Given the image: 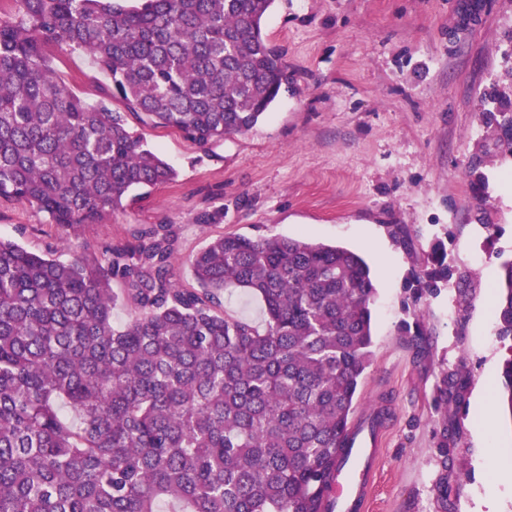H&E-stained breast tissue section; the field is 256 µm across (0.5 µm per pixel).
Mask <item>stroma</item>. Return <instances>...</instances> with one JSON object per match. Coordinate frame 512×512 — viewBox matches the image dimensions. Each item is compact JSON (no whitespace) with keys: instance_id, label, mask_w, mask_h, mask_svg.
I'll return each instance as SVG.
<instances>
[{"instance_id":"35a3bbf8","label":"stroma","mask_w":512,"mask_h":512,"mask_svg":"<svg viewBox=\"0 0 512 512\" xmlns=\"http://www.w3.org/2000/svg\"><path fill=\"white\" fill-rule=\"evenodd\" d=\"M264 32L285 52L289 83L252 130L202 147L171 129L143 128L177 169L174 182L73 232L0 201V238L41 252L74 236L97 254L141 225L170 224L180 240L175 277L187 288L196 285L192 256L227 233L303 235L354 250L377 288L373 359L356 412L389 409L368 512H435L443 457L433 440L434 385L441 366L460 363L471 386L444 457L453 512H480L491 491L497 512H512V418L497 391L505 349L484 276L512 258V156L495 151L476 109L502 71L512 0H275ZM52 56L77 96L99 100L106 77L86 54ZM483 150L478 192L468 167ZM216 210V223H198ZM393 224L406 225L411 250L392 241ZM489 224L500 228L492 240ZM440 236L449 264L482 279L466 299L443 289L419 320L403 284ZM418 320L430 335L420 347L410 331Z\"/></svg>"}]
</instances>
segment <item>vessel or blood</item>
<instances>
[{
  "instance_id": "vessel-or-blood-1",
  "label": "vessel or blood",
  "mask_w": 512,
  "mask_h": 512,
  "mask_svg": "<svg viewBox=\"0 0 512 512\" xmlns=\"http://www.w3.org/2000/svg\"><path fill=\"white\" fill-rule=\"evenodd\" d=\"M380 454L379 430L365 419L350 424L348 448L338 464L336 486L323 500L325 512H364Z\"/></svg>"
}]
</instances>
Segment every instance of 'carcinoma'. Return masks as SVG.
I'll return each mask as SVG.
<instances>
[{
	"instance_id": "1",
	"label": "carcinoma",
	"mask_w": 512,
	"mask_h": 512,
	"mask_svg": "<svg viewBox=\"0 0 512 512\" xmlns=\"http://www.w3.org/2000/svg\"><path fill=\"white\" fill-rule=\"evenodd\" d=\"M13 3L0 17V199L62 228L174 181L137 126L206 146L247 133L288 84L263 30L274 0ZM54 48L88 55L105 96L80 99ZM511 80L508 67L477 110L512 156ZM178 249L171 224L67 261L0 239V512H320L371 362L369 266L304 237L229 233L195 254L197 287L183 288ZM451 279L465 294L475 276L453 277L438 240L405 288L418 305ZM230 287L261 300L262 326L224 314ZM495 334L512 340L511 259ZM469 383L461 363L435 384L437 512L452 493L448 415ZM500 393L512 415V345Z\"/></svg>"
}]
</instances>
